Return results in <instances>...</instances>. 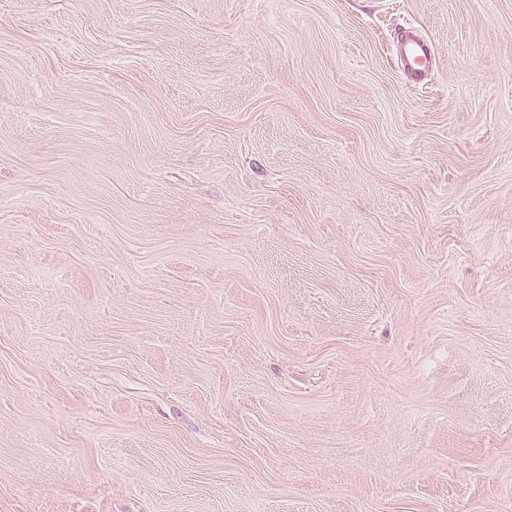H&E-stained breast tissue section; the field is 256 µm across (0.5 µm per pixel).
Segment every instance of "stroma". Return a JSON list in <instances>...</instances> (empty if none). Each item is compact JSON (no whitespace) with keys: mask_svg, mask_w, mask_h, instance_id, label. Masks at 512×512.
<instances>
[{"mask_svg":"<svg viewBox=\"0 0 512 512\" xmlns=\"http://www.w3.org/2000/svg\"><path fill=\"white\" fill-rule=\"evenodd\" d=\"M0 512H512V0H0ZM395 50L406 75L415 84L421 82L432 62V43L408 28L397 34Z\"/></svg>","mask_w":512,"mask_h":512,"instance_id":"1","label":"stroma"}]
</instances>
